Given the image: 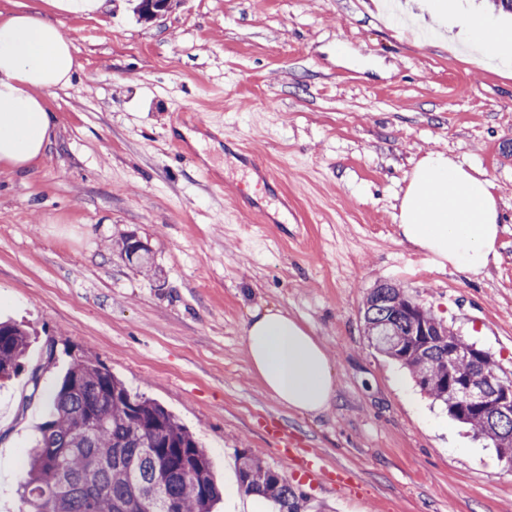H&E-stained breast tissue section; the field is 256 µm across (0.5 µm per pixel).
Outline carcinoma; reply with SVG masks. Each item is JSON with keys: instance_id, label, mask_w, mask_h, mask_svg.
<instances>
[{"instance_id": "carcinoma-1", "label": "carcinoma", "mask_w": 512, "mask_h": 512, "mask_svg": "<svg viewBox=\"0 0 512 512\" xmlns=\"http://www.w3.org/2000/svg\"><path fill=\"white\" fill-rule=\"evenodd\" d=\"M126 259L148 267L136 242L123 243ZM368 341L401 363L420 388L448 408L454 420L493 442L512 465V406H498L512 376L492 354L458 335L390 283L372 289L364 305ZM30 344L21 325L0 322V381L23 370ZM478 350L458 369L483 381L484 406L473 408L448 388V352ZM50 419L30 452L18 512H212L220 490L210 461L195 437L162 405L131 392L97 359H74L49 396ZM240 489L302 512L303 499L259 458L238 456Z\"/></svg>"}]
</instances>
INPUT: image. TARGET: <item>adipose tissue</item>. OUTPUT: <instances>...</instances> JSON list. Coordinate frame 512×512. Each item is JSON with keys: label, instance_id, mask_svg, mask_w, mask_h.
Instances as JSON below:
<instances>
[{"label": "adipose tissue", "instance_id": "obj_1", "mask_svg": "<svg viewBox=\"0 0 512 512\" xmlns=\"http://www.w3.org/2000/svg\"><path fill=\"white\" fill-rule=\"evenodd\" d=\"M462 27L473 47L512 67V32L470 15ZM79 64L71 43L43 11L0 9V165L25 168L46 153L57 123L44 94L69 84ZM402 236L447 263L482 273L496 258L500 212L482 172L429 152L413 169L400 202ZM243 336L250 366L267 392L293 412L318 416L336 399V377L322 342L279 307L255 308Z\"/></svg>", "mask_w": 512, "mask_h": 512}]
</instances>
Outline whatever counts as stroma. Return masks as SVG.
Returning <instances> with one entry per match:
<instances>
[{
    "label": "stroma",
    "instance_id": "1",
    "mask_svg": "<svg viewBox=\"0 0 512 512\" xmlns=\"http://www.w3.org/2000/svg\"><path fill=\"white\" fill-rule=\"evenodd\" d=\"M137 2L55 14L81 64L44 95L57 135L25 169L0 167V319L37 334L0 385V512H17L47 396L82 355L195 435L224 489L213 512L244 501V451L312 512H512V468L370 346L362 312L394 283L512 372V76L458 23L512 17L490 0H453L444 25L424 0H170L151 18ZM432 150L494 184L502 231L482 274L399 233ZM236 186L267 215L240 212ZM129 236L148 268L126 260ZM271 305L325 345L329 413L286 409L251 371L243 325ZM275 426L356 493L307 479Z\"/></svg>",
    "mask_w": 512,
    "mask_h": 512
}]
</instances>
